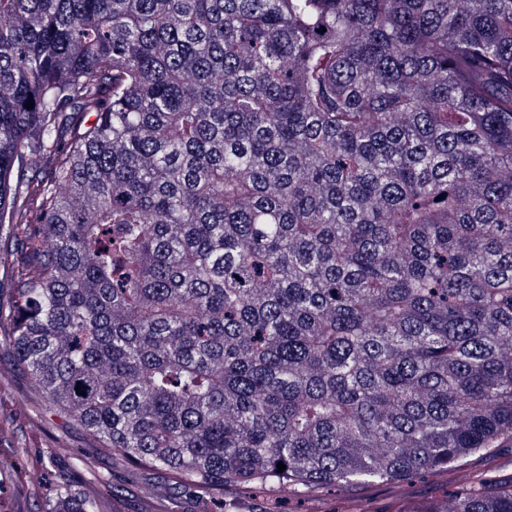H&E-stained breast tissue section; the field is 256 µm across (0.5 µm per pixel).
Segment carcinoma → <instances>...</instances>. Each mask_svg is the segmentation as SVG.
Listing matches in <instances>:
<instances>
[{"label": "carcinoma", "instance_id": "cac0c4a2", "mask_svg": "<svg viewBox=\"0 0 512 512\" xmlns=\"http://www.w3.org/2000/svg\"><path fill=\"white\" fill-rule=\"evenodd\" d=\"M0 272L46 404L221 506L495 447L512 0H0Z\"/></svg>", "mask_w": 512, "mask_h": 512}]
</instances>
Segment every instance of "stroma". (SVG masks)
<instances>
[{
  "label": "stroma",
  "instance_id": "obj_1",
  "mask_svg": "<svg viewBox=\"0 0 512 512\" xmlns=\"http://www.w3.org/2000/svg\"><path fill=\"white\" fill-rule=\"evenodd\" d=\"M8 332V325L0 326V413L6 417L0 423L1 460L10 458L18 443L32 444L36 454L21 460L29 483H69L95 500L97 512H208V504L183 490L168 472L125 464L72 419L46 410L43 396L7 344ZM490 468L503 483L512 482L511 437L471 456L457 471L429 472L404 483L361 482L305 493L284 488L274 495L230 489L224 498L228 512H268L274 499L281 512H352L359 502L374 512H412L445 500L458 481Z\"/></svg>",
  "mask_w": 512,
  "mask_h": 512
}]
</instances>
